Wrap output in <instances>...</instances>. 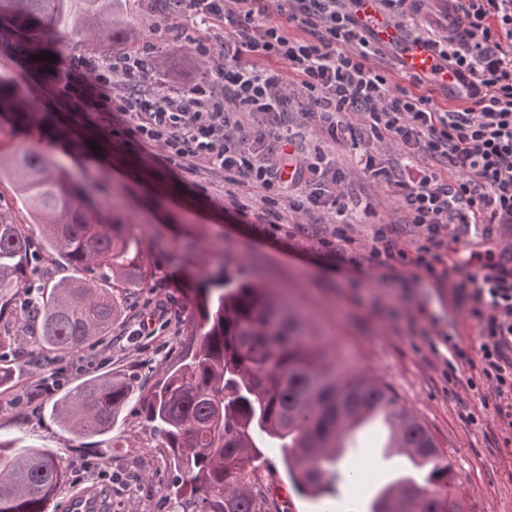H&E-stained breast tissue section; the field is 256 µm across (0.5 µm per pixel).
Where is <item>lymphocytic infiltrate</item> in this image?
<instances>
[{
	"label": "lymphocytic infiltrate",
	"instance_id": "obj_1",
	"mask_svg": "<svg viewBox=\"0 0 512 512\" xmlns=\"http://www.w3.org/2000/svg\"><path fill=\"white\" fill-rule=\"evenodd\" d=\"M171 2L175 15L223 27L222 45L193 44L198 57L215 62L213 79L163 89L148 71L146 44L69 60L57 76L60 93L90 92L91 111L111 116L115 134L170 170L222 177L225 203L266 234L282 231L287 211L298 214V233L323 215L334 230L319 243L346 267L411 268L433 278L466 272L478 340L448 336V371L468 366V388L489 389L498 418L512 421V247L469 246L512 228V0H450L460 29L415 33L470 82L465 106L455 110L376 65L363 0ZM277 14L300 35L275 23ZM292 105L316 135L351 146L363 174L394 196L415 234L410 243H401L393 221L373 225L365 242L348 236L345 175L325 154L296 149Z\"/></svg>",
	"mask_w": 512,
	"mask_h": 512
}]
</instances>
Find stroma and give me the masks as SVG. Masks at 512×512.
I'll use <instances>...</instances> for the list:
<instances>
[{
  "label": "stroma",
  "instance_id": "stroma-1",
  "mask_svg": "<svg viewBox=\"0 0 512 512\" xmlns=\"http://www.w3.org/2000/svg\"><path fill=\"white\" fill-rule=\"evenodd\" d=\"M123 9L135 28L132 41L97 43L66 36L55 44L58 62L53 67L29 68L27 53L0 49V76L18 83L20 104L38 118L22 128L1 122L0 149L24 146L46 153L141 242L134 277L111 280L113 293L122 299L111 331L82 350L63 352L43 344L24 308L9 317L13 335L0 344V363L11 366L12 379L0 386V439H20L60 458L66 482L48 512H71L79 493L93 500L95 512H171L166 494L174 473L138 405H128L109 432L90 437L65 431L52 405L92 375H130L147 390L164 378L197 321L190 292L173 279L185 269L237 281L261 279L291 290L337 352L385 382L420 418L451 460L469 512H512V428L467 388L468 369L458 371L453 383L446 376L448 345L439 331L457 332L466 342L476 334L463 275L453 272L435 280L411 272L379 277L340 271L336 257L319 249L314 239L319 225H308L306 235L295 238L261 233L226 207L221 178L173 173L135 143L114 137L97 114L80 112L76 98L59 95L54 82L57 68L78 55L129 52L149 38L155 45L150 62L155 80L188 88L212 77L189 40L219 43L222 28L200 29L181 16L174 30L153 33L148 25L161 13L159 0H123ZM289 126L302 132L304 153L322 149L345 172L358 238L368 236L371 221L395 218L390 192L364 176L348 146L315 136L301 113L290 114ZM367 205L373 210L369 217L363 213ZM0 213L23 224L33 238L31 266L44 286L70 276L69 268L42 249V225L30 221L4 177ZM420 305L428 319L436 320V330L416 317ZM23 355L34 356V363L18 366ZM261 454L266 461L263 484L280 512H324L328 507L366 512L378 487L401 471L396 461H380L370 482L340 485L339 496L327 503L291 488L279 449L265 448Z\"/></svg>",
  "mask_w": 512,
  "mask_h": 512
}]
</instances>
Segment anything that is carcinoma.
<instances>
[{
    "label": "carcinoma",
    "mask_w": 512,
    "mask_h": 512,
    "mask_svg": "<svg viewBox=\"0 0 512 512\" xmlns=\"http://www.w3.org/2000/svg\"><path fill=\"white\" fill-rule=\"evenodd\" d=\"M68 2L0 0V23L22 47L56 38L61 26L84 40L113 41L132 29L119 0H80L76 14ZM0 112L29 118L14 82L1 77ZM6 172L18 181L27 213L44 224L48 254L81 276L49 289L30 280L31 242L22 225L0 215V315L22 295L41 341L77 351L118 314L112 289L82 274L102 270V281L132 274L133 245L123 225L44 155L22 147L0 156V175ZM192 288L199 321L165 378L145 395L124 376L85 379L53 404L66 430L105 433L136 397L178 473L168 494L172 512H277L258 479L260 443L281 450L297 493L330 498L355 433L374 420L376 407L387 406L385 456L406 458L417 473L379 488L369 512H465L453 465L426 426L387 384L345 363L291 296L223 276L200 277ZM12 449L0 441V512H48L66 478L57 456L33 446Z\"/></svg>",
    "instance_id": "carcinoma-1"
}]
</instances>
